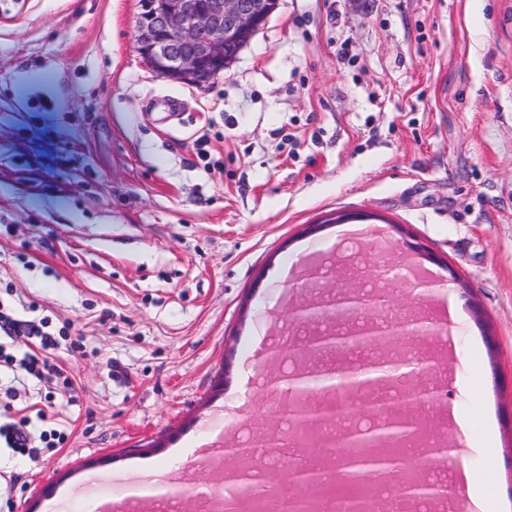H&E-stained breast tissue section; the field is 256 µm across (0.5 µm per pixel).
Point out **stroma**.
<instances>
[{
  "label": "stroma",
  "instance_id": "stroma-1",
  "mask_svg": "<svg viewBox=\"0 0 512 512\" xmlns=\"http://www.w3.org/2000/svg\"><path fill=\"white\" fill-rule=\"evenodd\" d=\"M139 11L0 0V311L56 337L71 381L0 368L1 424L67 434L0 447V512L124 500L155 461L196 512L233 466L206 426L286 441L267 352L301 347L290 309L348 277L375 279L429 367L450 493L467 469L512 512V0H280L206 89L143 64ZM458 413L481 414L470 436ZM4 437L7 448H13L16 453L24 455L25 453L52 452L55 448H61L59 445L64 443L65 433L56 429L51 432L53 439L43 441L44 446H33L30 432L26 429L23 422L7 423L0 425V440Z\"/></svg>",
  "mask_w": 512,
  "mask_h": 512
}]
</instances>
